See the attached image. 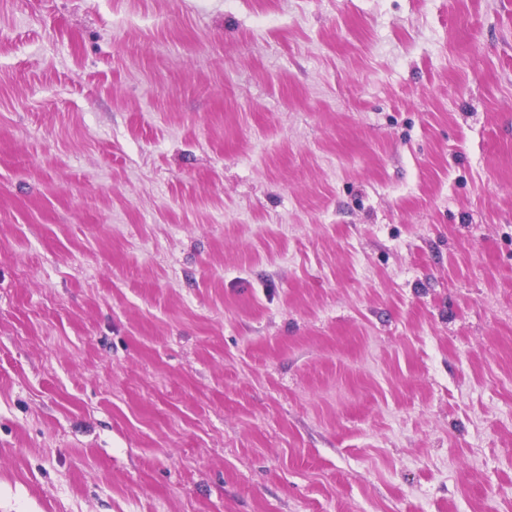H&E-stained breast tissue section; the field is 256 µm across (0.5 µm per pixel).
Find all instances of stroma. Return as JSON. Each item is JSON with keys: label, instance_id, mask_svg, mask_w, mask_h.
<instances>
[{"label": "stroma", "instance_id": "35a3bbf8", "mask_svg": "<svg viewBox=\"0 0 512 512\" xmlns=\"http://www.w3.org/2000/svg\"><path fill=\"white\" fill-rule=\"evenodd\" d=\"M0 512H512V0H0Z\"/></svg>", "mask_w": 512, "mask_h": 512}]
</instances>
